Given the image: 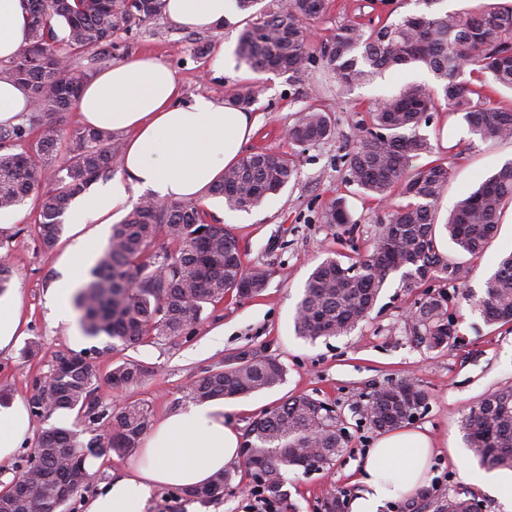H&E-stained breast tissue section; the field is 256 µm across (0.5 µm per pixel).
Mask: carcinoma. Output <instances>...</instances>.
Here are the masks:
<instances>
[{
  "label": "carcinoma",
  "mask_w": 512,
  "mask_h": 512,
  "mask_svg": "<svg viewBox=\"0 0 512 512\" xmlns=\"http://www.w3.org/2000/svg\"><path fill=\"white\" fill-rule=\"evenodd\" d=\"M164 0H27L29 43L0 67V80L28 91L32 109L20 123L0 127V209H11L33 193L40 208L30 233L45 250L56 246L63 232L60 217L73 199L100 178L112 175L121 151L109 131L80 128L69 136L59 174L46 186V157L62 139L66 112L79 96L89 73L74 65L79 55L112 44L119 32H129L163 15ZM422 9L396 20L365 25L349 21L322 43L320 55L342 91L378 74L410 63L424 64L438 87L403 84L398 92L373 106L361 120L363 134L354 137L345 154L347 182L371 199L387 202L393 193L406 199L388 213L387 224L370 250L343 263L327 257L310 273L296 307L297 335L315 341L350 333L374 307L393 273L403 287L432 283L433 290L418 303L410 319V334L418 344L438 349L457 336L448 318V284L463 282L471 267L445 258L437 245L436 213L452 175L451 164L418 163L432 152L429 126L439 100L446 110L462 115L470 132L483 142L512 139V108L494 101L493 93L512 90V5L496 3L473 12L439 9L444 0H416ZM248 14L240 34L237 57L256 72L273 71L290 80L302 77L313 61L307 33L319 18L325 0H288L268 9L262 0H235ZM64 25L66 38L56 28ZM469 79H463V76ZM253 91L225 99L231 107L251 110ZM334 134L329 113L310 107L289 128L288 140L301 147ZM297 175L294 155L253 152L224 170L210 194L224 198L236 210L248 211L279 193ZM512 204V160L504 163L473 192L458 201L442 230L462 253L477 257L493 238L506 204ZM198 202L148 197L137 202L111 227L107 243L75 292L73 306L84 336L103 340L74 353H54L50 381L38 377L28 400L30 413L47 419L60 411L76 413L73 427L50 426L36 434L32 456L40 466L34 477L19 474L0 496L7 512H36L62 493L79 491L71 478V461L93 449L107 448L118 456L140 446L151 427L144 402L130 401L100 408L96 398L102 357L116 343L135 345L159 338H177L204 320L208 306L224 297L253 298L267 287L270 271L249 266L239 244L222 224H210ZM324 224L342 226L351 217L341 198L324 207ZM164 237L169 247L157 251ZM488 325L512 322V253L503 257L487 280L486 294L476 301ZM228 364L204 371L188 387L194 402L232 398L280 384L286 369L270 355L241 350ZM152 373L149 366L126 360L105 376L124 391L140 385ZM425 394L413 380L376 388L366 404L377 430L401 426L423 404ZM94 425L93 436L81 439L83 423ZM467 445L480 464L512 469V389L497 391L472 407L465 423ZM246 466L267 472L263 495L277 512H288L283 472L290 467H323L343 448L342 429L332 410L308 395L287 399L254 419L246 432ZM233 473L215 475L209 484L184 491L192 500L207 502L224 495ZM472 498L456 492L437 512H471Z\"/></svg>",
  "instance_id": "obj_1"
}]
</instances>
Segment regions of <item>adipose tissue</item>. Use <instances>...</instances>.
<instances>
[{
  "mask_svg": "<svg viewBox=\"0 0 512 512\" xmlns=\"http://www.w3.org/2000/svg\"><path fill=\"white\" fill-rule=\"evenodd\" d=\"M232 0H165L164 13L187 29L221 26ZM24 0H0V61L12 60L28 43ZM86 127L128 133L122 177L84 197L72 223L84 224L122 211L130 191L159 198L196 200L235 164L250 141L256 120L208 96L184 101L168 65L141 54L99 72L76 101ZM218 400L191 407L159 422L127 472L104 493L87 501L85 512H141L153 490L192 488L208 482L239 459L240 437L224 422ZM30 434L22 399L0 406V463L8 462ZM435 453L431 437L416 429L381 435L370 448L360 476L363 492L352 512H378L382 502L414 493L429 475Z\"/></svg>",
  "mask_w": 512,
  "mask_h": 512,
  "instance_id": "obj_1",
  "label": "adipose tissue"
}]
</instances>
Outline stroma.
<instances>
[{
  "label": "stroma",
  "instance_id": "1",
  "mask_svg": "<svg viewBox=\"0 0 512 512\" xmlns=\"http://www.w3.org/2000/svg\"><path fill=\"white\" fill-rule=\"evenodd\" d=\"M417 9L415 0H327L311 29L319 43L344 22L396 18ZM245 25L240 14L214 30L189 31L162 16L131 33L119 34L111 45L77 60L94 74L138 53L160 55L188 99L202 94L222 100L237 91L258 89L252 108L258 122L247 151L297 154L296 180L250 211L228 209L217 197L204 200L209 222L224 225L233 233L246 251V262L270 270L262 295L243 300L225 297L190 336L136 347L117 345L102 363V370L132 359L151 366L154 373L123 396L108 385H99L101 405L139 400L149 405L153 419L158 420L188 409L190 382L224 357L242 349L275 356L286 368L283 382L225 400V422L242 434L254 417L286 398L308 394L325 401L343 428L344 447L329 467L288 469L284 474L288 500L293 512H325L326 501L335 497L340 512H349L351 500L362 489L358 477L366 464V451L379 436L365 416L369 395L379 386L412 379L425 391L426 400L408 426L426 430L446 453L416 493L386 501L378 512H410L415 505L422 512H436L449 494L464 489L481 502L483 512H506L503 499L512 495V489L495 491L484 484L487 470L467 448L463 423L470 408L484 397L512 388V322L486 325L461 294L466 291L474 298L484 297L486 282L500 257L512 252V206L505 209L483 255L474 260L467 282L448 288V309L457 317L458 342L429 350L414 341L408 331V315L423 291L403 288L396 274L387 279L368 318L349 334L313 343L296 336V305L313 268L329 256L345 261L365 253L391 210L390 205L352 194L346 181L345 154L356 122L365 117L369 106L392 96L403 84L431 86L435 79L426 66L414 64L386 72L343 95L322 61L297 81L275 72L258 74L239 63L235 55ZM205 45L223 49L228 60L223 76L210 75V56L198 53ZM311 106L332 113L336 133L321 143L292 149L283 133L299 111ZM425 133L433 146V158L450 160L453 167L438 206L437 220L442 223L459 199L512 160V141H481L470 133L461 116L443 109L434 113ZM339 196L346 197L354 219L348 230L320 221L324 205ZM38 211L39 201L33 196L0 213V255L10 257L15 270L13 285L21 294L26 320L22 335L0 352V390L13 399L29 397L34 379L51 368L55 351L78 352L90 347V340L81 332L53 321L48 292L62 274L85 276L116 221L115 216L107 215L85 224H65L59 244L47 252L28 231ZM31 344L35 352L24 356V349ZM134 459L131 453L93 458L91 482L82 497L64 505L62 512H83V497L95 495ZM234 469L232 491L218 500L189 501L180 489L161 487L153 491L143 512H246L242 491L252 484L253 477L243 462H236Z\"/></svg>",
  "mask_w": 512,
  "mask_h": 512
}]
</instances>
